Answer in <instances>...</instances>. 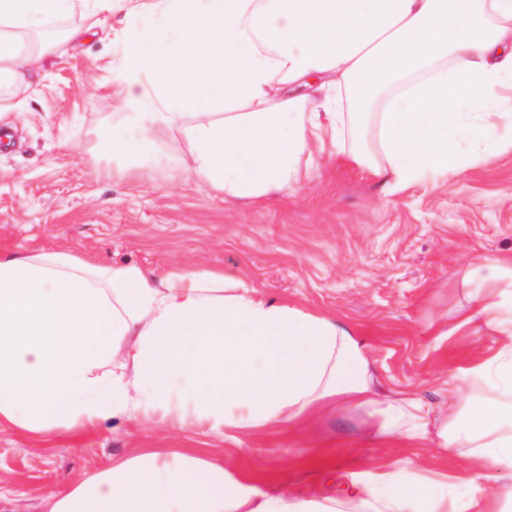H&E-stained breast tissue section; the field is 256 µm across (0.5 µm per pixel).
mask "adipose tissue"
Wrapping results in <instances>:
<instances>
[{
  "mask_svg": "<svg viewBox=\"0 0 512 512\" xmlns=\"http://www.w3.org/2000/svg\"><path fill=\"white\" fill-rule=\"evenodd\" d=\"M79 0H0V86L30 84L52 43L28 32ZM159 21L132 37L127 110L143 135L163 126L190 145L187 170L225 201L296 193L312 146L338 136L342 102L379 114L387 166L405 186L468 166L455 149L461 114L487 142L512 89V0H160ZM152 53H144L143 42ZM130 373L96 375L111 351ZM492 378L499 397L452 421L409 398L389 401L375 440L469 449L474 463L512 458V328L494 354L450 374L459 389ZM336 396L375 405L380 393L355 332L324 316L269 303L218 270L103 266L42 251L0 257V416L51 432L85 420L173 404L211 430L300 421ZM400 468L373 483L337 482L368 512H419ZM52 512H301L282 494L252 506L220 470L152 457L101 472Z\"/></svg>",
  "mask_w": 512,
  "mask_h": 512,
  "instance_id": "ef3b65f1",
  "label": "adipose tissue"
}]
</instances>
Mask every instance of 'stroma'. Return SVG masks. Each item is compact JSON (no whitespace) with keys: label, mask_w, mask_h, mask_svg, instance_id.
I'll use <instances>...</instances> for the list:
<instances>
[{"label":"stroma","mask_w":512,"mask_h":512,"mask_svg":"<svg viewBox=\"0 0 512 512\" xmlns=\"http://www.w3.org/2000/svg\"><path fill=\"white\" fill-rule=\"evenodd\" d=\"M157 15L128 0H84L53 19L55 52L36 61L25 91L0 90V256L62 251L100 265L221 270L268 301L325 316L354 331L380 386L430 403L437 417L463 414L492 396L472 383L448 404V373L488 358L500 334L463 323L476 299L498 301L512 317V273L487 262L512 253V125L486 154L461 132L458 151L472 162L456 173H428L395 187L349 156L359 135L345 126L339 145L316 153L302 189L261 203H230L201 187L182 165L189 151L161 128L154 145L164 167L129 165L104 154L105 136L132 139L119 124L121 71L128 39ZM91 28L86 41L69 30ZM371 408L327 398L298 423L243 424L213 431L190 413L131 411L49 433L0 417V512H51L78 484L106 469L153 455L223 470L254 496L286 492L304 512H322L337 475L366 481L404 466L415 484L442 485L429 498L466 501L494 492L488 473L512 477V459L475 464L467 449L375 442Z\"/></svg>","instance_id":"stroma-1"}]
</instances>
